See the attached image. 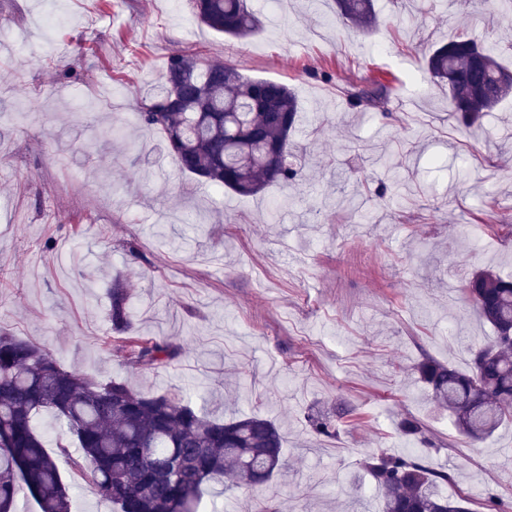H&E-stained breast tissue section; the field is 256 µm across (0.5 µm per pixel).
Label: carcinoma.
Segmentation results:
<instances>
[{
  "label": "carcinoma",
  "instance_id": "1",
  "mask_svg": "<svg viewBox=\"0 0 512 512\" xmlns=\"http://www.w3.org/2000/svg\"><path fill=\"white\" fill-rule=\"evenodd\" d=\"M336 19L367 33L378 24L373 0H335ZM197 22L232 38L259 29L247 0H192ZM496 33L477 40L458 30L423 53L430 81L448 88V107L476 125L512 95V71L499 61L511 49ZM387 86L346 91L354 107L383 100ZM141 121L161 130L180 171L217 188L254 195L290 185L299 170L289 160L300 106L288 84L246 76L233 65L171 58L162 82L148 95ZM463 292L495 332L478 348L468 370L431 357L416 371L432 401L448 410L459 435L482 439L512 419V280L491 268L475 271ZM109 316L116 352L150 369L180 354V347L135 335L127 289L110 291ZM43 411L59 426L58 449L70 457V477L91 485L117 512H204L205 487L220 478L249 490L285 469L284 436L260 415L218 420L176 393L144 394L126 382L93 384L64 368L37 344L0 334V512H12L18 494L40 512H71L68 482L45 449L35 425ZM341 411L308 416L320 437L336 435ZM407 443L429 444L419 422L399 423ZM380 493L379 512H469V496L450 497L446 470L412 451L377 450L361 462Z\"/></svg>",
  "mask_w": 512,
  "mask_h": 512
}]
</instances>
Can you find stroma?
Segmentation results:
<instances>
[{"label": "stroma", "mask_w": 512, "mask_h": 512, "mask_svg": "<svg viewBox=\"0 0 512 512\" xmlns=\"http://www.w3.org/2000/svg\"><path fill=\"white\" fill-rule=\"evenodd\" d=\"M236 40L200 26L191 0H0V331L93 383L180 392L214 418L277 422L286 468L266 487L210 484L215 512H377L363 453L405 451L413 416L447 492L512 501V423L456 434L414 367L468 369L493 337L462 292L477 267L512 273V97L464 128L424 77L422 50L458 29L512 37L497 0H377L369 35L333 0H248ZM199 53L288 83L300 104L299 185L241 196L182 173L138 118L168 60ZM384 79L378 105L347 89ZM121 279L139 335L181 345L137 369L109 343ZM347 409L335 437L307 416Z\"/></svg>", "instance_id": "1"}]
</instances>
